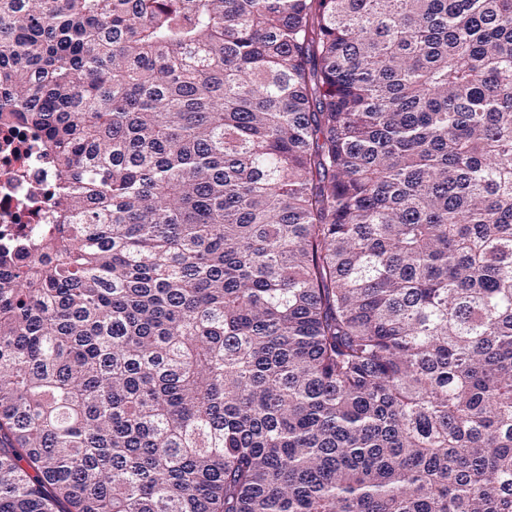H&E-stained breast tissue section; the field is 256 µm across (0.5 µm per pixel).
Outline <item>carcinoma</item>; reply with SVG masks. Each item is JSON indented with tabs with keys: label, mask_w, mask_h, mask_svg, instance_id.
<instances>
[{
	"label": "carcinoma",
	"mask_w": 512,
	"mask_h": 512,
	"mask_svg": "<svg viewBox=\"0 0 512 512\" xmlns=\"http://www.w3.org/2000/svg\"><path fill=\"white\" fill-rule=\"evenodd\" d=\"M0 122V512H512V0H0ZM38 142V135L31 129L0 126L2 250L31 239L51 226L48 188L53 181V170L42 156Z\"/></svg>",
	"instance_id": "1"
}]
</instances>
